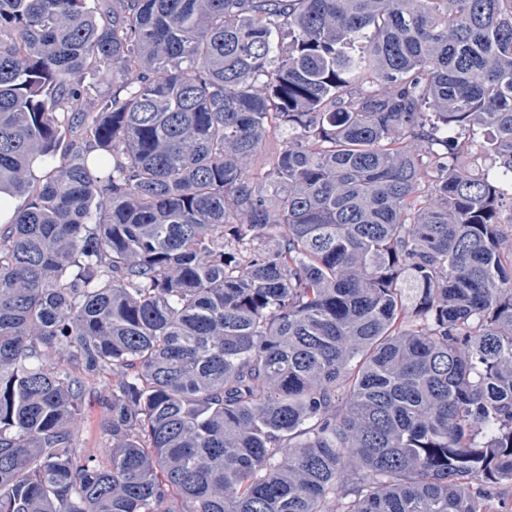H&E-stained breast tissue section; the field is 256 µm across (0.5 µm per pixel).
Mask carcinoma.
<instances>
[{
	"label": "carcinoma",
	"mask_w": 512,
	"mask_h": 512,
	"mask_svg": "<svg viewBox=\"0 0 512 512\" xmlns=\"http://www.w3.org/2000/svg\"><path fill=\"white\" fill-rule=\"evenodd\" d=\"M3 188L0 512L512 483V0H0ZM286 145V136L278 129H273L267 136L261 151L252 161V169L257 173H264L267 160L283 150ZM103 408L95 398L86 400L77 424V448L82 454H93L102 464L107 463L106 454L101 451L100 419Z\"/></svg>",
	"instance_id": "cac0c4a2"
}]
</instances>
